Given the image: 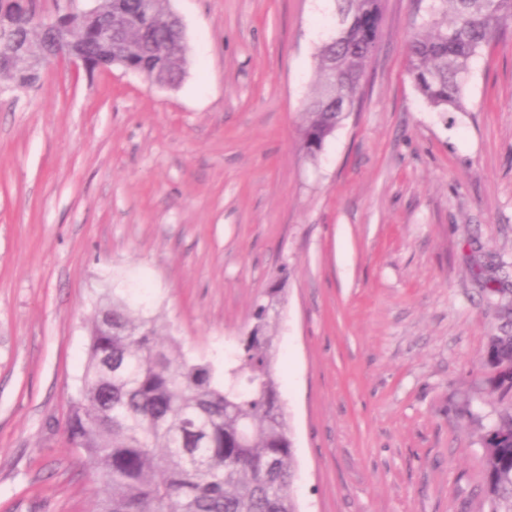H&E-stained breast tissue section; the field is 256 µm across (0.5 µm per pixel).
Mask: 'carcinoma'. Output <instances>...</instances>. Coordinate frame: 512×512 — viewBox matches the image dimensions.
Returning <instances> with one entry per match:
<instances>
[{
    "label": "carcinoma",
    "instance_id": "obj_1",
    "mask_svg": "<svg viewBox=\"0 0 512 512\" xmlns=\"http://www.w3.org/2000/svg\"><path fill=\"white\" fill-rule=\"evenodd\" d=\"M333 37L316 56L318 87L305 106L302 144L314 158L342 120L336 103L355 107L360 78L381 38L382 0H338ZM118 36L104 44L97 23L76 17L73 48L160 85H173L188 47L167 0H98ZM512 28V0H430L408 41L407 72L439 112L464 111L471 64ZM49 24L0 18V49L22 38L53 55ZM39 77L29 59L0 53V89ZM271 304L224 362L192 359L128 289L112 292L91 325L78 396L70 403L69 442L101 480L96 512H300L292 494L294 442L274 372ZM489 383L512 401V328L488 339ZM484 493L490 512H512V411L483 437Z\"/></svg>",
    "mask_w": 512,
    "mask_h": 512
}]
</instances>
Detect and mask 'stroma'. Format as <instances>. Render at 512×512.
Returning a JSON list of instances; mask_svg holds the SVG:
<instances>
[{"mask_svg": "<svg viewBox=\"0 0 512 512\" xmlns=\"http://www.w3.org/2000/svg\"><path fill=\"white\" fill-rule=\"evenodd\" d=\"M173 86L53 61L0 94V512H95L68 444L96 307L141 288L223 371L276 298L301 512H489L488 337L512 313V31L444 114L406 72L414 0H383L361 100L301 147L335 0H169Z\"/></svg>", "mask_w": 512, "mask_h": 512, "instance_id": "obj_1", "label": "stroma"}]
</instances>
